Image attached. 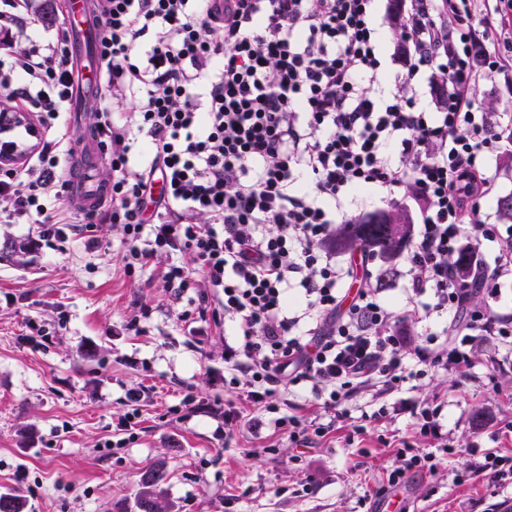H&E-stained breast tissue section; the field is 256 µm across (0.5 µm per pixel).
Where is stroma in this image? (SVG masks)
I'll list each match as a JSON object with an SVG mask.
<instances>
[{"mask_svg": "<svg viewBox=\"0 0 512 512\" xmlns=\"http://www.w3.org/2000/svg\"><path fill=\"white\" fill-rule=\"evenodd\" d=\"M391 5L376 0L389 84L405 73ZM394 205L417 213L411 199L373 188L348 199L346 213ZM32 231L25 220L0 222V494L20 497L24 512H138L139 483L157 467L173 512H376L397 448L427 447L402 411L361 434L336 430L300 455L286 437L252 434L245 406L225 439L223 324L195 315L194 293L175 299L159 265L125 272L119 225L78 226L64 247L35 250L26 246ZM36 334L40 343H30ZM489 354L476 343L469 367L402 391L447 399L442 423L457 443L438 476L414 477L403 512H512V485L453 480L472 448L512 457V373L490 378ZM138 387L150 393L135 437L115 447L125 393ZM189 393L192 411L180 407ZM270 443L276 453H266Z\"/></svg>", "mask_w": 512, "mask_h": 512, "instance_id": "obj_1", "label": "stroma"}]
</instances>
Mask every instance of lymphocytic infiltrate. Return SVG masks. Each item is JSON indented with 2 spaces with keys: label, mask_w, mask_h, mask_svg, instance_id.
Listing matches in <instances>:
<instances>
[{
  "label": "lymphocytic infiltrate",
  "mask_w": 512,
  "mask_h": 512,
  "mask_svg": "<svg viewBox=\"0 0 512 512\" xmlns=\"http://www.w3.org/2000/svg\"><path fill=\"white\" fill-rule=\"evenodd\" d=\"M374 0H99L98 55L106 96L133 98L114 121L96 112L111 173L99 211L63 209L67 183L44 143L69 142L60 116L72 95L70 49L59 39L0 49V91L20 99L28 119L0 130V152L36 163L0 166V213L9 222L39 217L38 237L67 242L72 225L119 224L125 267L168 254L163 280L175 296L197 290L231 334L224 339V423L247 405L275 434L312 447L346 423L354 432L382 422L403 384L469 364L486 343L493 368L512 369V316L472 286L494 294L512 277V229L486 223L481 202L493 191L485 162L508 135L473 90L512 66V0H403L392 20L407 73L382 85ZM437 82L440 105L416 103L418 74ZM151 160L132 158L137 137ZM397 148L391 161L389 148ZM308 177L312 191L295 188ZM371 185L404 192L422 222L403 256L406 303L393 310L380 288L355 293L352 264L329 242L348 193ZM493 244L492 260L480 258ZM473 253L472 285L454 262ZM416 345H408L409 334ZM309 394L317 417L296 397ZM435 449L404 444L389 487L436 474L450 445L439 433L444 404L404 405Z\"/></svg>",
  "instance_id": "1"
}]
</instances>
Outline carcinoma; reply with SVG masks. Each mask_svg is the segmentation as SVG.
Here are the masks:
<instances>
[{
  "mask_svg": "<svg viewBox=\"0 0 512 512\" xmlns=\"http://www.w3.org/2000/svg\"><path fill=\"white\" fill-rule=\"evenodd\" d=\"M410 225H404V232L399 238L390 237L385 224H368L366 219L355 223L340 224L331 246L337 250L355 251L372 250L388 260L390 268L384 274H395V264L409 241ZM164 473L159 468L149 470L141 480V487L136 495V505L140 512H170V505L159 488Z\"/></svg>",
  "mask_w": 512,
  "mask_h": 512,
  "instance_id": "carcinoma-1",
  "label": "carcinoma"
}]
</instances>
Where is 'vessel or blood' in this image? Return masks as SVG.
<instances>
[{"label":"vessel or blood","mask_w":512,"mask_h":512,"mask_svg":"<svg viewBox=\"0 0 512 512\" xmlns=\"http://www.w3.org/2000/svg\"><path fill=\"white\" fill-rule=\"evenodd\" d=\"M70 18L68 38L71 44V66L76 78L75 90L86 100L99 98L100 63H83V51L95 49L100 35V16L94 0H66ZM100 154L84 156L82 150H75L67 157V165L72 170L66 201L69 205L91 212L97 210L105 198L102 184L93 172L100 164Z\"/></svg>","instance_id":"b4317fda"}]
</instances>
